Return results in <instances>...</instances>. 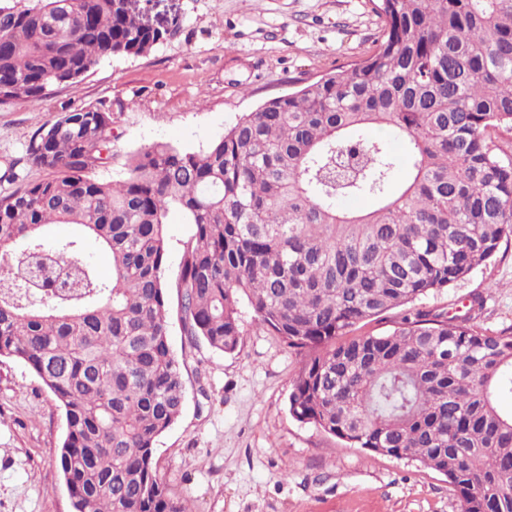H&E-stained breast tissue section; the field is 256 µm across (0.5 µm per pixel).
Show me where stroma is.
<instances>
[{
	"label": "stroma",
	"instance_id": "stroma-1",
	"mask_svg": "<svg viewBox=\"0 0 512 512\" xmlns=\"http://www.w3.org/2000/svg\"><path fill=\"white\" fill-rule=\"evenodd\" d=\"M157 27L177 32L136 57L99 63L78 82L31 104L0 103V198L46 179L23 164L32 135L75 109L112 114L109 162L96 174L120 180L128 156L166 142L198 150L244 113L370 53L381 22L369 0H141ZM54 242L81 238L102 278L112 257L73 224L49 227ZM169 340L185 385L178 421L157 441L171 497L193 512H458L447 479L417 463L346 447L294 419L288 396L299 356L239 310L240 348L228 355L184 334L178 291H166ZM486 302L476 322L512 332V243L495 260L422 307L464 313ZM65 417L50 390L23 363L0 358V512H70L55 463Z\"/></svg>",
	"mask_w": 512,
	"mask_h": 512
}]
</instances>
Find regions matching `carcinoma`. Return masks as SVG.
<instances>
[{"instance_id": "cac0c4a2", "label": "carcinoma", "mask_w": 512, "mask_h": 512, "mask_svg": "<svg viewBox=\"0 0 512 512\" xmlns=\"http://www.w3.org/2000/svg\"><path fill=\"white\" fill-rule=\"evenodd\" d=\"M383 26L359 63L241 115L205 149L153 143L126 177L95 175L112 113L64 112L25 161L53 176L0 200V357L51 391L56 462L72 512H192L168 495L157 439L185 388L168 341L170 210L194 225L174 287L184 333L233 354L247 299L257 326L301 356L289 413L370 453L448 480L460 512H512V332L414 304L512 238V0H372ZM131 0H0V103H34L100 62L169 34ZM385 127L397 158L366 135ZM369 196L360 213L337 201ZM75 224L112 256L102 280ZM411 306L393 330L353 328ZM369 137L375 138V139H382L388 142L392 152L397 157L399 161V175L395 179L394 183L396 186H398L400 183H402L408 174V161L405 154L404 146L401 142L394 139L388 129L382 128V127H374L371 128L368 132ZM48 237L54 242H65L75 237L82 239V254L93 263L100 276L104 279L112 277V257L94 239L84 237L81 230L74 224H53L47 231Z\"/></svg>"}]
</instances>
